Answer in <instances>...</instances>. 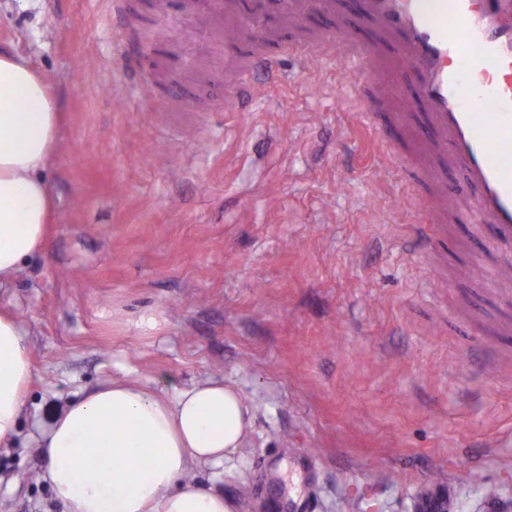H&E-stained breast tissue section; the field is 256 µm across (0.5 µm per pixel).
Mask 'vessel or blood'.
<instances>
[{"label": "vessel or blood", "mask_w": 512, "mask_h": 512, "mask_svg": "<svg viewBox=\"0 0 512 512\" xmlns=\"http://www.w3.org/2000/svg\"><path fill=\"white\" fill-rule=\"evenodd\" d=\"M238 15L226 30L229 47L246 45L234 61L236 81L228 105L239 111L255 100V73L267 84L282 80L278 56L268 44L270 14L291 24L321 12L336 13V0H192L194 13L221 16L225 8ZM359 10L376 30L373 40L360 39L345 23L334 32L301 30L295 57H342L350 71L363 75L362 90L370 117L380 127L401 130L409 114L428 119V137L393 164L413 175L424 151L443 153L472 188L464 210L449 212L453 198L444 183L426 191L428 219L418 225L422 238L440 239L447 222L488 227L497 240L512 242V0H359Z\"/></svg>", "instance_id": "1"}]
</instances>
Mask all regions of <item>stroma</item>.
Here are the masks:
<instances>
[{
  "mask_svg": "<svg viewBox=\"0 0 512 512\" xmlns=\"http://www.w3.org/2000/svg\"><path fill=\"white\" fill-rule=\"evenodd\" d=\"M184 2L0 0V49L64 114L49 248L0 288L36 371L0 446V512H66L42 477L51 420L124 376L240 389L242 453L195 473L238 512H416L439 485L448 512H512V307L469 274L512 247L452 224L423 249L420 188L341 62L286 59L225 111L224 38L199 42ZM479 324L502 330L495 381Z\"/></svg>",
  "mask_w": 512,
  "mask_h": 512,
  "instance_id": "stroma-1",
  "label": "stroma"
}]
</instances>
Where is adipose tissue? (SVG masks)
Returning <instances> with one entry per match:
<instances>
[{"label": "adipose tissue", "mask_w": 512, "mask_h": 512, "mask_svg": "<svg viewBox=\"0 0 512 512\" xmlns=\"http://www.w3.org/2000/svg\"><path fill=\"white\" fill-rule=\"evenodd\" d=\"M61 121L42 75L0 50V287L50 241L55 201L43 174ZM33 376L21 327L0 312V445L19 432ZM251 426L230 385L204 380L162 396L115 379L54 418L46 479L68 512H236L231 498L205 490L191 472L238 453Z\"/></svg>", "instance_id": "adipose-tissue-1"}]
</instances>
